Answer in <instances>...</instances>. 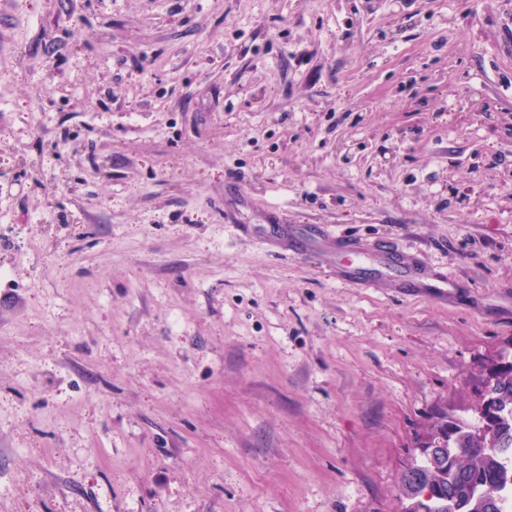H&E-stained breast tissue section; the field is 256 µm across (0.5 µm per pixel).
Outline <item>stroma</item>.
Returning <instances> with one entry per match:
<instances>
[{"instance_id":"1","label":"stroma","mask_w":512,"mask_h":512,"mask_svg":"<svg viewBox=\"0 0 512 512\" xmlns=\"http://www.w3.org/2000/svg\"><path fill=\"white\" fill-rule=\"evenodd\" d=\"M3 213L0 512H400L512 339V0H0Z\"/></svg>"}]
</instances>
